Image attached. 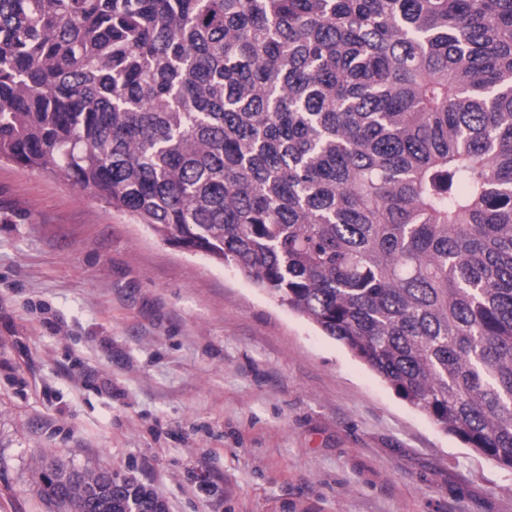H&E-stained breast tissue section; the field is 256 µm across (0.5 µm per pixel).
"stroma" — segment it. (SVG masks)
Instances as JSON below:
<instances>
[{
  "instance_id": "stroma-1",
  "label": "stroma",
  "mask_w": 512,
  "mask_h": 512,
  "mask_svg": "<svg viewBox=\"0 0 512 512\" xmlns=\"http://www.w3.org/2000/svg\"><path fill=\"white\" fill-rule=\"evenodd\" d=\"M57 458L168 512H512V471L235 269L0 162V512H50Z\"/></svg>"
}]
</instances>
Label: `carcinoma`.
I'll return each instance as SVG.
<instances>
[{
	"mask_svg": "<svg viewBox=\"0 0 512 512\" xmlns=\"http://www.w3.org/2000/svg\"><path fill=\"white\" fill-rule=\"evenodd\" d=\"M0 158L233 267L512 470V0H0ZM37 476L57 512H167Z\"/></svg>",
	"mask_w": 512,
	"mask_h": 512,
	"instance_id": "1",
	"label": "carcinoma"
}]
</instances>
